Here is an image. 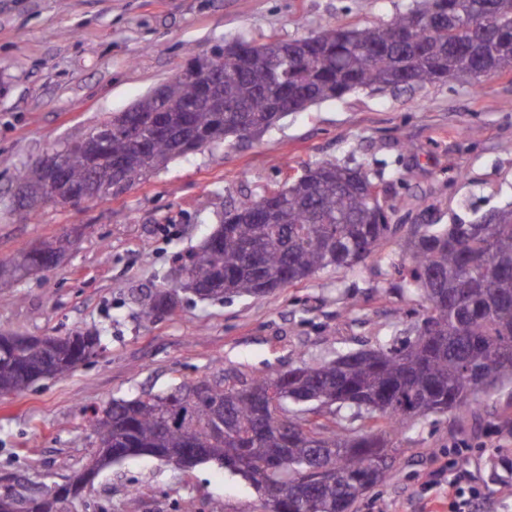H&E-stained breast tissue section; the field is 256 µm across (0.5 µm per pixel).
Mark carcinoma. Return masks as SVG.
Wrapping results in <instances>:
<instances>
[{"label":"carcinoma","mask_w":512,"mask_h":512,"mask_svg":"<svg viewBox=\"0 0 512 512\" xmlns=\"http://www.w3.org/2000/svg\"><path fill=\"white\" fill-rule=\"evenodd\" d=\"M413 31L402 43L397 32ZM242 42L254 61L224 63L213 102L198 101V84L169 79L161 98L146 93L133 107L143 119L170 110L168 134L139 150L118 128L109 153L123 162L122 177L99 188L98 199L116 197L180 156L223 138L245 139L247 127L267 130L310 105L356 90L415 89L467 76L475 88L512 74V0H413L388 22L363 26L328 23L314 33L281 41ZM69 180L89 181L103 156L65 145ZM26 192L46 195L38 163L23 169ZM371 174L326 161L305 169L287 188L232 198L224 204L221 239L189 256L181 289L206 287L210 298L259 297L323 270L348 271L375 255L395 233L394 204L374 201ZM495 224H416L398 240L410 259L397 285L427 305L414 337L400 345L340 353L312 365L301 361L288 376L260 372L240 384L219 375L224 435L211 431V412L189 400L190 384L167 394L114 400L96 417V448L74 490L40 500L36 512H72L88 482L110 468L109 453L126 459L149 455L173 469L201 450L199 463L216 462L259 484L258 512H354L356 504L394 462L388 442L429 417L472 410L512 385V208ZM38 254L21 249L0 261V279L18 277ZM170 289L152 293L142 317L152 321L167 306ZM0 333V395L31 385L28 374L50 362L57 377L76 358H90L99 338L79 339L47 358L42 343L12 345ZM355 421H383L381 428L347 431L310 423L315 410Z\"/></svg>","instance_id":"1"}]
</instances>
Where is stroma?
<instances>
[{"label":"stroma","instance_id":"1","mask_svg":"<svg viewBox=\"0 0 512 512\" xmlns=\"http://www.w3.org/2000/svg\"><path fill=\"white\" fill-rule=\"evenodd\" d=\"M410 0H0V260L63 239L44 273L0 288V330L99 336L67 376L0 397V491L35 496L85 465L91 423L115 399L186 381L248 378L304 360L414 336L421 300L397 289L408 259L397 239L415 224L476 220L512 206V78L408 91H360L289 113L261 136L171 161L131 190L76 207L20 206L18 172L128 109L177 73L246 37L292 40L328 22L390 20ZM331 160L372 173L395 209L396 236L344 273L324 270L262 297L181 294L175 314L146 323L154 289L175 286L178 257L220 224L225 200L280 188ZM512 386L472 410L430 417L394 439L397 463L356 512H448V482L475 480L484 512H512ZM253 512L254 488L208 462L177 471L128 458L95 480L76 512Z\"/></svg>","mask_w":512,"mask_h":512}]
</instances>
